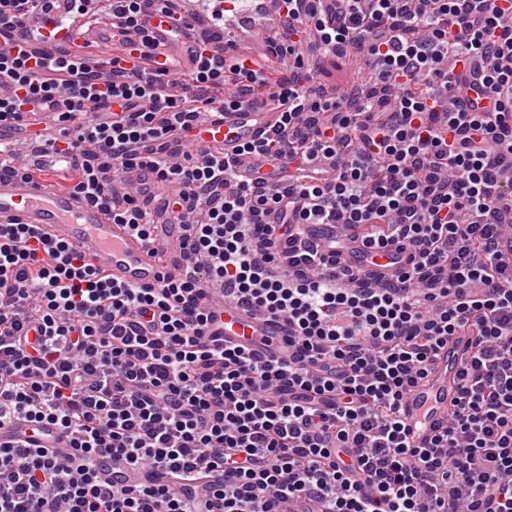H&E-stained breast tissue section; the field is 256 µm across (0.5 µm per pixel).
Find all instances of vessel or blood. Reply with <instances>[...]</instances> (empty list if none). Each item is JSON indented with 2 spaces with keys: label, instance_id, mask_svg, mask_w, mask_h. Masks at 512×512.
Masks as SVG:
<instances>
[{
  "label": "vessel or blood",
  "instance_id": "1",
  "mask_svg": "<svg viewBox=\"0 0 512 512\" xmlns=\"http://www.w3.org/2000/svg\"><path fill=\"white\" fill-rule=\"evenodd\" d=\"M44 31H56L66 44L89 51H111L122 45H154L149 66L175 58L181 64L180 78H188L195 63L193 40L184 24L162 12L146 10L137 27L120 28L109 11L82 19L59 20L43 16ZM280 112L272 106L245 105L218 113L203 125L197 140L218 154L230 157L243 181L262 175L273 181L287 177L306 179L309 165L287 160L272 161L266 155L242 152V145L259 138L276 126ZM56 173L43 171L35 179L0 175V225L32 224L55 242L73 246L110 281L135 286H155L169 273L186 270L184 228L179 224H155L149 239L133 235L127 225L116 224L108 209L77 193L56 188ZM213 323L225 341L244 346L267 358L281 356L283 337L271 319L255 316L236 302L213 300ZM469 339L453 336L434 359L427 377L406 395L402 413L411 447L426 446L444 424L457 397V373L468 353ZM18 440L55 454L69 453V438L57 425L19 420L0 429V444Z\"/></svg>",
  "mask_w": 512,
  "mask_h": 512
}]
</instances>
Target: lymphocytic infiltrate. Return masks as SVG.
I'll list each match as a JSON object with an SVG mask.
<instances>
[{
    "label": "lymphocytic infiltrate",
    "instance_id": "lymphocytic-infiltrate-1",
    "mask_svg": "<svg viewBox=\"0 0 512 512\" xmlns=\"http://www.w3.org/2000/svg\"><path fill=\"white\" fill-rule=\"evenodd\" d=\"M55 0H0V41ZM272 50L212 52L190 80L30 45L0 52V128L57 97L51 140L69 188L149 238L148 201L117 192L147 169L171 186L160 211L183 225L190 271L155 287L105 280L33 225H0V428L58 424L72 455L0 446V512H512V0H276ZM355 56L369 80L336 96L313 80ZM482 101L461 97V87ZM126 101L119 120L96 117ZM276 106L278 128L247 152L333 160L330 181H238L233 161L182 143L213 113ZM322 224L361 231L366 268L330 277ZM397 250L405 271L374 258ZM278 320L288 353L266 360L213 343L205 290ZM43 338L22 343L31 324ZM472 338L447 423L406 444V394L449 336ZM109 455L166 483L117 485Z\"/></svg>",
    "mask_w": 512,
    "mask_h": 512
}]
</instances>
